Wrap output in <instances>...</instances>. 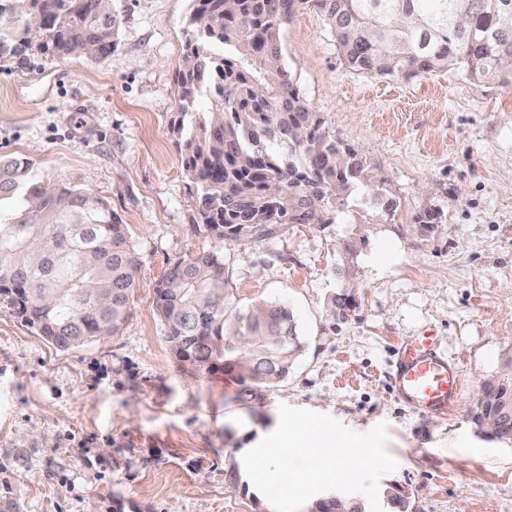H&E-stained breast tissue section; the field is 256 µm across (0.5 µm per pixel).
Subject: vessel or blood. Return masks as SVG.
<instances>
[{
	"label": "vessel or blood",
	"instance_id": "obj_1",
	"mask_svg": "<svg viewBox=\"0 0 512 512\" xmlns=\"http://www.w3.org/2000/svg\"><path fill=\"white\" fill-rule=\"evenodd\" d=\"M394 394L422 414L447 415L461 397V368L432 333L401 344L393 367Z\"/></svg>",
	"mask_w": 512,
	"mask_h": 512
}]
</instances>
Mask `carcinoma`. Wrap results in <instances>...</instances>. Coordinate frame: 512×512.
<instances>
[{
  "instance_id": "obj_1",
  "label": "carcinoma",
  "mask_w": 512,
  "mask_h": 512,
  "mask_svg": "<svg viewBox=\"0 0 512 512\" xmlns=\"http://www.w3.org/2000/svg\"><path fill=\"white\" fill-rule=\"evenodd\" d=\"M309 0H191L185 53L175 70L169 130L196 187L195 230L230 242L281 224H330L358 189L394 209L388 180L331 135L294 87L280 31ZM346 67L412 79L457 71L471 80L512 79V0H315ZM112 0H0V59L37 48L48 58L96 59L116 47ZM210 107L197 110L201 98ZM34 164L0 156V295L60 350L119 333L131 314L139 258L109 202L69 186H45ZM165 339L193 372L217 371L246 387L284 380L303 348L283 304L231 303L224 259H180L154 289ZM344 320L357 304L328 303ZM512 411V372L478 398ZM0 512H21L0 485Z\"/></svg>"
}]
</instances>
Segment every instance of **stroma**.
<instances>
[{"mask_svg": "<svg viewBox=\"0 0 512 512\" xmlns=\"http://www.w3.org/2000/svg\"><path fill=\"white\" fill-rule=\"evenodd\" d=\"M111 54L0 60V154L31 159L37 181L107 198L139 258L132 316L117 336L69 351L36 336L0 296V482L22 512H273L242 450L280 404L357 432L388 423L408 512H512V443L479 437L470 411L512 355V81L454 71L410 80L347 68L324 15L304 4L280 34L288 73L327 130L384 174L392 212L353 194L331 224H283L255 242L193 229V189L169 131L173 73L190 0H113ZM442 222L419 231L418 215ZM363 245L343 280L339 246ZM224 259L232 301L286 305L305 347L288 377L240 392L173 360L154 304L170 265ZM354 287L358 307L328 318ZM460 361L461 400L423 415L393 394L397 349L424 332Z\"/></svg>", "mask_w": 512, "mask_h": 512, "instance_id": "obj_1", "label": "stroma"}]
</instances>
